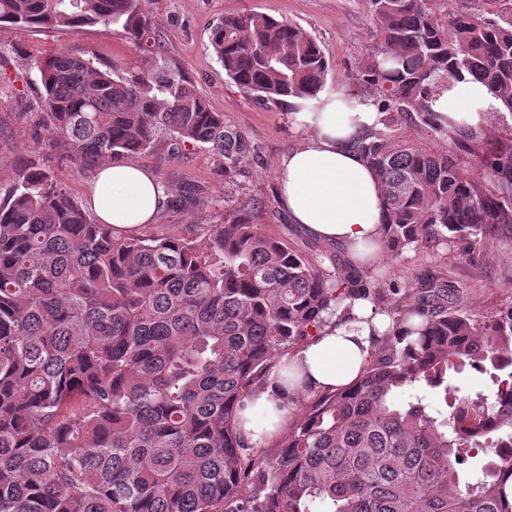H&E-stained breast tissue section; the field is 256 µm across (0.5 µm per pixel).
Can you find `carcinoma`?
Listing matches in <instances>:
<instances>
[{
	"instance_id": "obj_1",
	"label": "carcinoma",
	"mask_w": 512,
	"mask_h": 512,
	"mask_svg": "<svg viewBox=\"0 0 512 512\" xmlns=\"http://www.w3.org/2000/svg\"><path fill=\"white\" fill-rule=\"evenodd\" d=\"M481 2L367 0L375 38L348 80L379 114L355 144L382 182L392 260L512 236V135L486 152L479 124L434 108L472 78L494 99L474 112L512 115V0ZM0 23L119 26L143 54L122 73L70 49L28 63L37 136L77 173L162 142L212 151L227 185L255 160L151 41L145 0H0ZM209 43L257 102L312 100L327 85L320 45L289 21L227 14ZM409 127L480 155L488 177ZM205 198L187 183L168 207ZM224 204L222 224L121 234L48 164L17 166L0 187V512H512V306L478 317L433 276L401 294L369 260L343 277ZM358 298L391 317L358 379L288 399L283 436L247 443L239 412L270 376L292 381L283 359ZM468 368L494 391L450 383ZM477 452L480 469H461Z\"/></svg>"
}]
</instances>
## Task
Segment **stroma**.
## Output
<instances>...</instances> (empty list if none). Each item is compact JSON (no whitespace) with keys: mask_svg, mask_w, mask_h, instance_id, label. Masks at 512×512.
<instances>
[{"mask_svg":"<svg viewBox=\"0 0 512 512\" xmlns=\"http://www.w3.org/2000/svg\"><path fill=\"white\" fill-rule=\"evenodd\" d=\"M156 19L155 38L192 80L196 89L228 123L249 136L260 155L246 166L233 189L236 203L260 200L255 222L264 235L284 240L321 265L348 274L352 268L341 248L323 243L289 223L277 202L276 171L281 157L301 141L298 106L261 105L243 96L225 76L209 48V27L227 14L263 12L292 21L314 37L330 62V83H347L373 35L366 0H149ZM69 47L84 52L95 66L127 69L137 53L121 28L87 26L80 32H36L0 25V183L26 161H42L50 150L33 133L30 114L39 95L31 83L27 60ZM152 168L168 193L186 181L203 184L208 196L198 207L165 209L153 227L159 235L176 233L185 224L224 221V175L218 158L204 149L173 155L167 145L139 156ZM400 287H415L421 274L432 273L458 286L460 301L482 316L512 305V238L501 236L481 247L470 260L441 245L408 250L389 264Z\"/></svg>","mask_w":512,"mask_h":512,"instance_id":"stroma-1","label":"stroma"}]
</instances>
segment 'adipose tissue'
Instances as JSON below:
<instances>
[{"label":"adipose tissue","mask_w":512,"mask_h":512,"mask_svg":"<svg viewBox=\"0 0 512 512\" xmlns=\"http://www.w3.org/2000/svg\"><path fill=\"white\" fill-rule=\"evenodd\" d=\"M370 103L347 107L336 93H320L315 111L304 113L307 134L278 164L277 200L291 223L317 238L340 244L360 262L366 243L381 246L384 200L381 182L351 138L374 126ZM96 216L114 228L136 233L156 223L166 199L156 172L134 161L103 166L89 195ZM389 324L367 301H354L348 316L333 318L293 358L310 391L347 386L360 373L377 331Z\"/></svg>","instance_id":"adipose-tissue-1"}]
</instances>
